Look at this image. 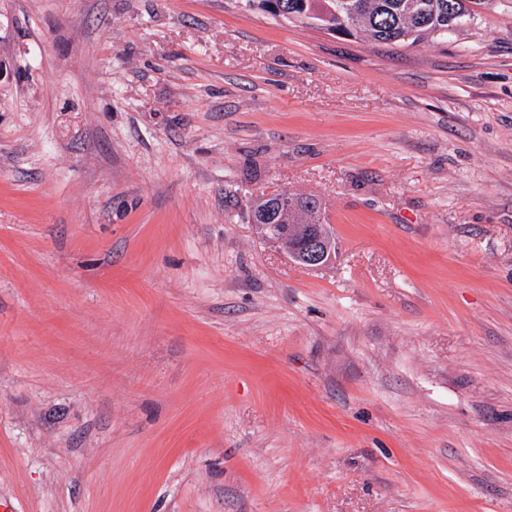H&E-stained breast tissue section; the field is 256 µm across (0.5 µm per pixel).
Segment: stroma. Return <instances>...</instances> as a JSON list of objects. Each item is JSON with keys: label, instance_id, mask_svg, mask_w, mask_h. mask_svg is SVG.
Wrapping results in <instances>:
<instances>
[{"label": "stroma", "instance_id": "1", "mask_svg": "<svg viewBox=\"0 0 512 512\" xmlns=\"http://www.w3.org/2000/svg\"><path fill=\"white\" fill-rule=\"evenodd\" d=\"M0 503L512 512V0L409 48L0 0ZM280 218L279 224H256V226L260 228L266 239L276 243L290 259L287 242L289 234L296 233L300 237L304 236L302 257L308 267L320 269L332 261L334 257L333 252L328 257L330 246L325 234L311 235V231L316 223L294 224L304 218L308 220L315 218L316 222L324 220V223H327L324 219L322 204L318 197L315 195L303 196L295 194L293 199L288 198V211L282 213Z\"/></svg>", "mask_w": 512, "mask_h": 512}]
</instances>
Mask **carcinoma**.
Instances as JSON below:
<instances>
[{"label":"carcinoma","mask_w":512,"mask_h":512,"mask_svg":"<svg viewBox=\"0 0 512 512\" xmlns=\"http://www.w3.org/2000/svg\"><path fill=\"white\" fill-rule=\"evenodd\" d=\"M450 0H245V5L272 17L292 14V20L308 22L312 14L329 30L355 39L412 46L436 39V32L448 29ZM324 219L322 204L314 195H294L280 223L298 219Z\"/></svg>","instance_id":"obj_1"}]
</instances>
